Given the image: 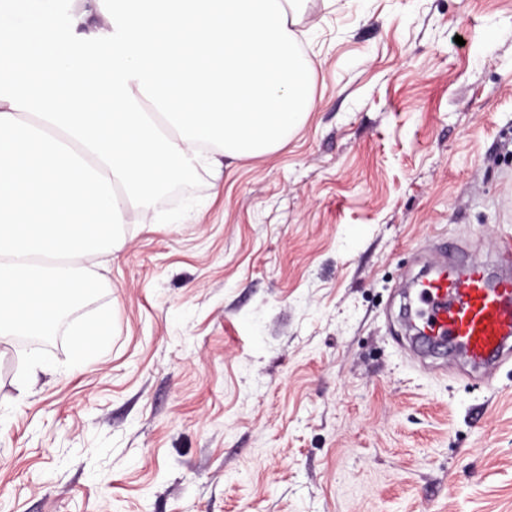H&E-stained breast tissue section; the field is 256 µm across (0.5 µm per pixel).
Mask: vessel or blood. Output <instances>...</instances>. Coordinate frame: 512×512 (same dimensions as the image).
I'll return each mask as SVG.
<instances>
[{
    "instance_id": "1",
    "label": "vessel or blood",
    "mask_w": 512,
    "mask_h": 512,
    "mask_svg": "<svg viewBox=\"0 0 512 512\" xmlns=\"http://www.w3.org/2000/svg\"><path fill=\"white\" fill-rule=\"evenodd\" d=\"M409 327L413 342L447 348L473 375L495 370L512 355V241L486 257L436 244L433 266L414 284Z\"/></svg>"
}]
</instances>
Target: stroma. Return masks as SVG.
I'll list each match as a JSON object with an SVG mask.
<instances>
[{
	"instance_id": "obj_1",
	"label": "stroma",
	"mask_w": 512,
	"mask_h": 512,
	"mask_svg": "<svg viewBox=\"0 0 512 512\" xmlns=\"http://www.w3.org/2000/svg\"><path fill=\"white\" fill-rule=\"evenodd\" d=\"M298 35L287 143L96 259L109 348L24 389L0 343V512H512V362L420 363L397 296L512 236V0H308Z\"/></svg>"
}]
</instances>
